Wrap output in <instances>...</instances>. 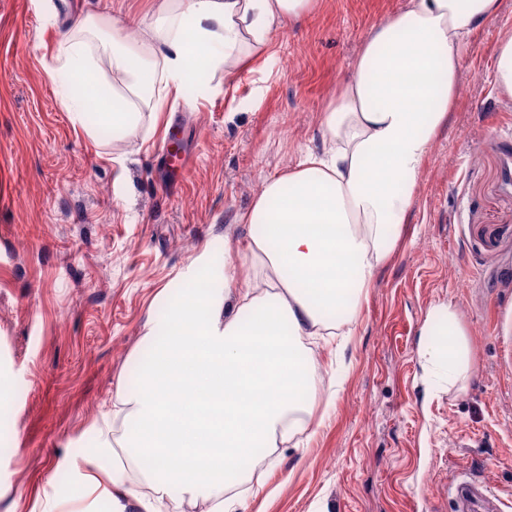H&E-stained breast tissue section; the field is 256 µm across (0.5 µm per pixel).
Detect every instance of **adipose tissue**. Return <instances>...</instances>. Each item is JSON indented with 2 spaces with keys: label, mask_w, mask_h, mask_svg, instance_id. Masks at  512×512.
Returning <instances> with one entry per match:
<instances>
[{
  "label": "adipose tissue",
  "mask_w": 512,
  "mask_h": 512,
  "mask_svg": "<svg viewBox=\"0 0 512 512\" xmlns=\"http://www.w3.org/2000/svg\"><path fill=\"white\" fill-rule=\"evenodd\" d=\"M318 0H163L158 22L130 38L101 15L75 23L45 67L70 84L61 97L73 122L96 107L101 74L120 75L102 124L123 136L143 108L163 111L197 72L232 70L259 54L288 21ZM501 0H406L373 26L350 77L324 109L321 153L265 180L241 218L239 263L200 259L190 285L166 297L147 323L137 385L117 379L112 409L90 431L94 446L56 463L65 489L39 512H184L222 494L248 466L309 434L307 403L319 389L312 346L335 335L330 311L355 318L405 223L417 176L448 121L471 35L493 22ZM449 339L424 354L449 381L467 370L455 311Z\"/></svg>",
  "instance_id": "obj_1"
}]
</instances>
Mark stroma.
<instances>
[{
    "label": "stroma",
    "instance_id": "1",
    "mask_svg": "<svg viewBox=\"0 0 512 512\" xmlns=\"http://www.w3.org/2000/svg\"><path fill=\"white\" fill-rule=\"evenodd\" d=\"M405 0H319L267 51L204 91L170 97L125 137L74 125L43 66L79 16L127 33L160 0H0V512H36L55 462L111 407L119 375L161 305L209 254L235 264L239 215L262 183L321 147V114L373 25ZM512 36V0L469 39L459 94L424 161L406 224L348 323V342L315 349L343 360L334 407L311 402L312 431L285 443L264 478L269 498L233 512H459L462 476L512 512V96L495 82V50ZM174 132L190 167L174 194L154 158ZM454 307L469 377L430 375L422 356Z\"/></svg>",
    "mask_w": 512,
    "mask_h": 512
}]
</instances>
